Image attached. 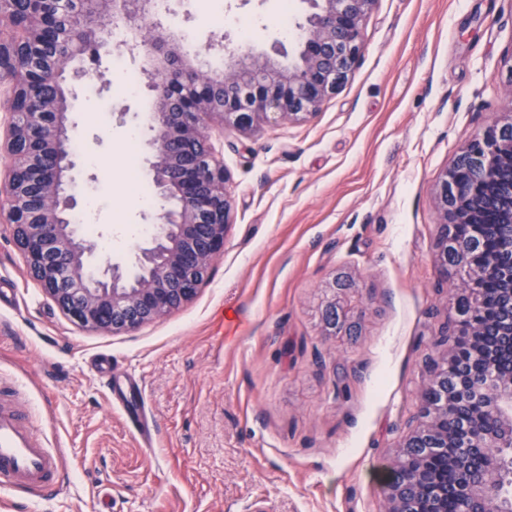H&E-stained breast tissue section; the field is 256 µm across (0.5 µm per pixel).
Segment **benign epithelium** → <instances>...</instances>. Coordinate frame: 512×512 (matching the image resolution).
Listing matches in <instances>:
<instances>
[{"mask_svg":"<svg viewBox=\"0 0 512 512\" xmlns=\"http://www.w3.org/2000/svg\"><path fill=\"white\" fill-rule=\"evenodd\" d=\"M310 13L295 26L297 56L283 65L269 56L231 53L224 72L185 62L172 48V34L161 17L174 14L167 0H0V86L8 88V122L0 136L6 177L0 183V223L11 228L29 271L62 313L76 326L129 334L192 301L224 254L233 203L224 162L215 154L209 122L247 129L261 123L301 122L336 93L364 50L363 22L376 0H306ZM129 32L120 43L130 54L149 59L152 79L145 95L147 163L158 196L169 203L151 216L148 243L135 252L138 271L107 261L91 269L92 247L77 234L72 216L79 200L70 190L74 166L70 151L74 122L69 100L82 85L110 89L105 72L73 67L112 50V34ZM440 214L434 263L461 277L456 296L475 295L479 280L495 274L507 288L508 316L498 335L512 344V117L495 120L474 135L442 176L436 191ZM458 224H497V261L469 266L467 248L456 237ZM473 359L482 358V337L492 321L469 314ZM458 316L443 341L448 356L433 364L422 391L418 429L403 443L385 479V512H446L433 492L424 465L426 441L450 443L439 429L459 401L450 386L442 399L432 393L448 380V362L458 353ZM490 393L493 428L471 444V452L496 464L512 441V373L484 377ZM512 490L494 470L469 483L464 512H488V503Z\"/></svg>","mask_w":512,"mask_h":512,"instance_id":"7a95c632","label":"benign epithelium"}]
</instances>
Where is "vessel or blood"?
I'll use <instances>...</instances> for the list:
<instances>
[{"mask_svg":"<svg viewBox=\"0 0 512 512\" xmlns=\"http://www.w3.org/2000/svg\"><path fill=\"white\" fill-rule=\"evenodd\" d=\"M61 471L60 455L32 428L20 388L0 383V484L22 491L45 490L58 482Z\"/></svg>","mask_w":512,"mask_h":512,"instance_id":"1","label":"vessel or blood"}]
</instances>
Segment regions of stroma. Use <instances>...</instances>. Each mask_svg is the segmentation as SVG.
Masks as SVG:
<instances>
[{"instance_id":"1","label":"stroma","mask_w":512,"mask_h":512,"mask_svg":"<svg viewBox=\"0 0 512 512\" xmlns=\"http://www.w3.org/2000/svg\"><path fill=\"white\" fill-rule=\"evenodd\" d=\"M221 22L178 4L189 55L286 51L306 0H223ZM349 80L301 123L225 129L216 142L234 219L190 303L126 335L78 328L30 278L0 224V376L27 393L63 477L28 494L0 485V512H383L396 447L454 317L434 265L435 187L466 140L512 113V0H377ZM100 66L71 111L74 191L93 202L90 257L133 262L150 205L126 183L123 109L146 99L141 59ZM138 75L126 91L125 72ZM344 287H334V278ZM339 324L326 335L323 312ZM143 385L145 445L92 357Z\"/></svg>"}]
</instances>
